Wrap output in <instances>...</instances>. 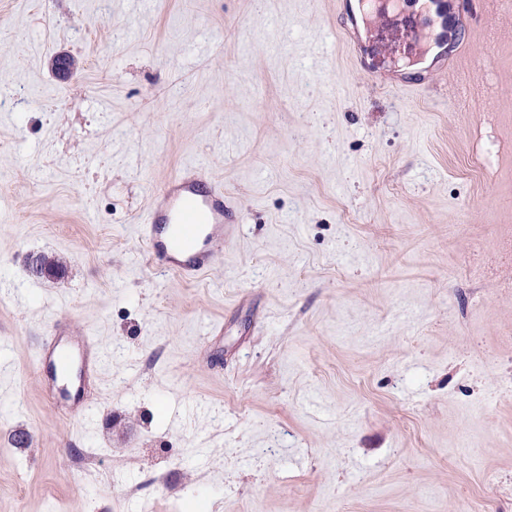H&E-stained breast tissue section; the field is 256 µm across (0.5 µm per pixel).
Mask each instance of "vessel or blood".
Wrapping results in <instances>:
<instances>
[{
    "instance_id": "vessel-or-blood-1",
    "label": "vessel or blood",
    "mask_w": 512,
    "mask_h": 512,
    "mask_svg": "<svg viewBox=\"0 0 512 512\" xmlns=\"http://www.w3.org/2000/svg\"><path fill=\"white\" fill-rule=\"evenodd\" d=\"M455 6L456 0H427L426 15L405 17L431 62L424 73L399 83L404 96L421 95L436 71L462 61L463 36L448 32V12ZM225 209L223 184L184 167L168 179L138 226L150 261L185 279L204 273L222 258L224 241L234 232L224 222ZM33 358L52 406L70 418H81L100 362L94 337L76 332L67 318H58L42 336Z\"/></svg>"
}]
</instances>
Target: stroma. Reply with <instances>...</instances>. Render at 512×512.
<instances>
[{"label": "stroma", "instance_id": "obj_1", "mask_svg": "<svg viewBox=\"0 0 512 512\" xmlns=\"http://www.w3.org/2000/svg\"><path fill=\"white\" fill-rule=\"evenodd\" d=\"M409 42L355 67L336 0H0V512H512V12L413 99ZM187 164L236 229L191 281L137 233ZM63 315L78 421L32 362ZM34 363L52 406L72 419L85 411V397L100 362L94 336L56 319L34 350Z\"/></svg>", "mask_w": 512, "mask_h": 512}]
</instances>
